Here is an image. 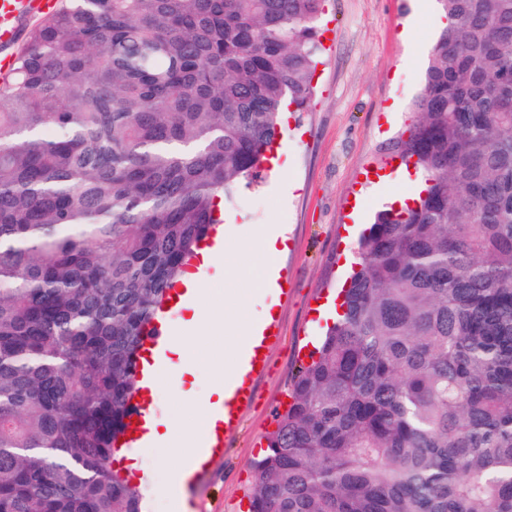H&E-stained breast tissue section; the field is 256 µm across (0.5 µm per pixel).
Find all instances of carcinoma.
I'll use <instances>...</instances> for the list:
<instances>
[{"instance_id":"1","label":"carcinoma","mask_w":512,"mask_h":512,"mask_svg":"<svg viewBox=\"0 0 512 512\" xmlns=\"http://www.w3.org/2000/svg\"><path fill=\"white\" fill-rule=\"evenodd\" d=\"M326 0H59L0 82V512H141L137 362L308 109ZM419 174L253 462L250 512H512V0H439ZM141 386V385H140ZM143 390H137L134 395L135 412L130 418L129 428L127 430V443L144 445L147 442L148 428L146 427L148 420V413L142 407L141 397L145 387L141 386ZM133 417H136V422H133Z\"/></svg>"}]
</instances>
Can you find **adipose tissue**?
I'll return each instance as SVG.
<instances>
[{"mask_svg": "<svg viewBox=\"0 0 512 512\" xmlns=\"http://www.w3.org/2000/svg\"><path fill=\"white\" fill-rule=\"evenodd\" d=\"M254 238L261 248L263 261L258 271L244 270L238 274L240 305L236 311L225 312L220 301L210 298L208 288L195 275H188L186 279L188 299L182 305L184 315L179 319L170 345L174 358L157 365L150 389L155 392L165 386L178 397L190 398L191 392L186 389L184 380L185 375L193 371L189 344L196 333H203V341L211 350L208 409L174 421L153 419L148 439L151 449L172 451L182 457L191 453L200 431L216 426L215 409L232 396L231 391L224 388L225 381L244 379L239 368V350L266 326L265 321L248 314L247 306L254 298L278 290L276 261L285 242L273 225L257 231ZM228 340L233 341L235 350L226 356L222 350Z\"/></svg>", "mask_w": 512, "mask_h": 512, "instance_id": "obj_1", "label": "adipose tissue"}]
</instances>
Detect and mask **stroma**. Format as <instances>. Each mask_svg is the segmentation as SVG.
Returning <instances> with one entry per match:
<instances>
[{"instance_id": "1", "label": "stroma", "mask_w": 512, "mask_h": 512, "mask_svg": "<svg viewBox=\"0 0 512 512\" xmlns=\"http://www.w3.org/2000/svg\"><path fill=\"white\" fill-rule=\"evenodd\" d=\"M418 0H330L322 22L323 54L308 111L289 115L276 153L289 161L287 175L268 172L254 186L238 188L224 215L231 228L224 244V270L208 267L202 276L225 310L238 307L234 275L245 256L240 239L254 226L285 228L287 249L278 260L286 294L252 301L250 311L275 319L263 354V368L252 379L251 400L239 415L222 455L216 456L184 495L192 512H247L253 491L250 463L267 447L276 410L289 401L302 353L327 328L319 309L342 288L357 260L361 227L411 184H382L374 177L388 167L387 150L409 122V107L429 65L432 44L445 24L439 0L416 12ZM195 392L189 402L162 390L144 397L155 417L175 420L185 408L202 411L208 390L209 350L194 340ZM177 462L142 450L134 473L140 479L147 512H170L167 501L150 496L148 480H164Z\"/></svg>"}]
</instances>
